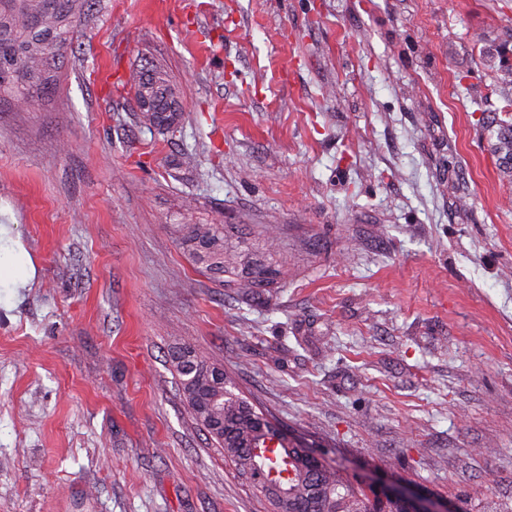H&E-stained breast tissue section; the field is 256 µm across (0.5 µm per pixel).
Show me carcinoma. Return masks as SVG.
<instances>
[{
  "label": "carcinoma",
  "instance_id": "carcinoma-1",
  "mask_svg": "<svg viewBox=\"0 0 512 512\" xmlns=\"http://www.w3.org/2000/svg\"><path fill=\"white\" fill-rule=\"evenodd\" d=\"M89 0H0V95L29 103L51 93L55 70L70 44L76 22ZM506 45L483 49L484 66L496 74L503 90H512V65L504 61ZM139 119L170 131L181 120L171 76L151 65L132 77ZM493 153L500 170L512 176V117L494 122ZM181 244L203 271L254 294L275 288L281 266L246 247L234 246L224 225L183 224ZM177 386L207 434L224 450L239 475L259 491L275 512H401L400 505L379 503L354 486L339 465L307 459L285 444L286 433L241 393L219 364L191 346L171 354Z\"/></svg>",
  "mask_w": 512,
  "mask_h": 512
}]
</instances>
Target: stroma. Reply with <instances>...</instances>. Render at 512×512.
I'll return each mask as SVG.
<instances>
[{
	"label": "stroma",
	"mask_w": 512,
	"mask_h": 512,
	"mask_svg": "<svg viewBox=\"0 0 512 512\" xmlns=\"http://www.w3.org/2000/svg\"><path fill=\"white\" fill-rule=\"evenodd\" d=\"M508 16L93 0L51 95L0 99V512H269L178 392L183 344L353 484L512 505V179L482 123L512 104L481 59ZM152 61L169 133L127 89ZM215 217L255 250L277 226L268 297L181 248ZM133 98L142 123L169 132L181 120L171 76L161 65L152 64L132 77Z\"/></svg>",
	"instance_id": "35a3bbf8"
}]
</instances>
